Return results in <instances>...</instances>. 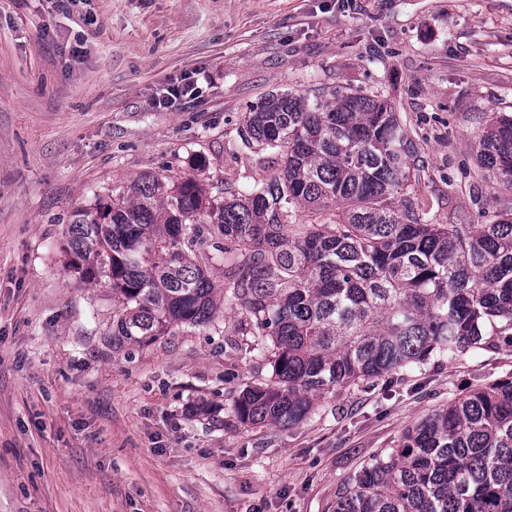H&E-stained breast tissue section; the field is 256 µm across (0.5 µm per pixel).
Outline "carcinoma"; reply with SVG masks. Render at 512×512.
<instances>
[{
  "label": "carcinoma",
  "mask_w": 512,
  "mask_h": 512,
  "mask_svg": "<svg viewBox=\"0 0 512 512\" xmlns=\"http://www.w3.org/2000/svg\"><path fill=\"white\" fill-rule=\"evenodd\" d=\"M242 136L283 158L245 195L215 202L192 178L148 174L74 214L65 251L83 284L111 286L112 335L144 343L209 323L218 302L208 270L224 265L238 333L253 337L273 378L246 389L234 413L279 426L307 417L325 391L433 355L512 347V208L476 224L425 218L405 196L422 168L381 95L272 94L243 113ZM476 160L512 189V114L493 113ZM334 512H512V375L408 429Z\"/></svg>",
  "instance_id": "carcinoma-1"
}]
</instances>
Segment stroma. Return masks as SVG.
I'll return each mask as SVG.
<instances>
[{
	"instance_id": "stroma-1",
	"label": "stroma",
	"mask_w": 512,
	"mask_h": 512,
	"mask_svg": "<svg viewBox=\"0 0 512 512\" xmlns=\"http://www.w3.org/2000/svg\"><path fill=\"white\" fill-rule=\"evenodd\" d=\"M173 83L197 92L157 106ZM336 86L398 112L431 222L512 202L475 161L512 113V0H0V512H333L408 428L512 373V348H472L252 426L234 402L271 370L231 303L113 339L111 287L64 250L73 213L146 174L246 192L279 158L244 145L243 112Z\"/></svg>"
}]
</instances>
